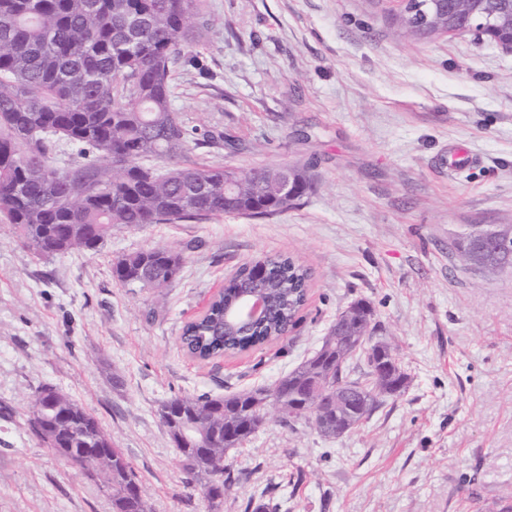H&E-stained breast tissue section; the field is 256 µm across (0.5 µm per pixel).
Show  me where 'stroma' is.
Wrapping results in <instances>:
<instances>
[{
	"label": "stroma",
	"mask_w": 512,
	"mask_h": 512,
	"mask_svg": "<svg viewBox=\"0 0 512 512\" xmlns=\"http://www.w3.org/2000/svg\"><path fill=\"white\" fill-rule=\"evenodd\" d=\"M213 19L179 67L173 107L211 145L187 164L295 167L312 189L269 217L133 229L98 248L36 257L0 221V512H112V492L32 432L50 386L88 409L136 469L155 512H207L159 417L173 397L273 383L310 357L337 316L371 305L407 388L336 439L268 419L227 463L223 512H478L512 501V270L462 266L470 232L512 224V50L475 31L398 35L397 0H205ZM475 164L448 171V148ZM153 246L182 268L163 296L124 287V255ZM312 273L296 326L204 364L184 324L225 278L266 255Z\"/></svg>",
	"instance_id": "obj_1"
}]
</instances>
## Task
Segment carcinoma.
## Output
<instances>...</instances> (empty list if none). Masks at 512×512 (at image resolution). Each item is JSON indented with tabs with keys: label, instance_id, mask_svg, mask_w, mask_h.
<instances>
[{
	"label": "carcinoma",
	"instance_id": "obj_1",
	"mask_svg": "<svg viewBox=\"0 0 512 512\" xmlns=\"http://www.w3.org/2000/svg\"><path fill=\"white\" fill-rule=\"evenodd\" d=\"M203 0H0V215L17 240L38 256L94 250L116 224L139 227L241 214L273 216L296 205L310 183L293 169L294 200L263 207L258 186L275 167L249 170L224 166H183L179 158L193 144L209 145L214 136L188 128L172 107V72L178 64L201 68L191 48L211 27ZM92 155L78 168L57 171L50 155L59 141ZM165 158L161 173L139 164ZM235 191L224 192L225 176ZM268 268L276 304L246 335H224V302L249 278L240 267L224 283L207 314L187 325L183 349L201 360L265 345L288 332L305 304L308 269L285 256L261 258ZM178 253L152 247L117 261L113 276L125 286L162 290L178 276ZM378 327L336 323L321 347L272 385L229 396H176L172 416L162 419L179 453L188 483L195 484L211 512L237 477L225 464L265 424L260 408L276 396L287 411L279 421L306 418L323 436L336 437L329 410L338 389L352 387L372 402L378 376L394 392L407 376L395 346L380 347ZM363 364L350 377L351 361ZM40 430L35 435L71 463L96 453L91 464L112 490L113 512H153L141 493L124 497L127 484L140 486L138 474L98 419L67 395L43 389L31 401Z\"/></svg>",
	"mask_w": 512,
	"mask_h": 512
}]
</instances>
